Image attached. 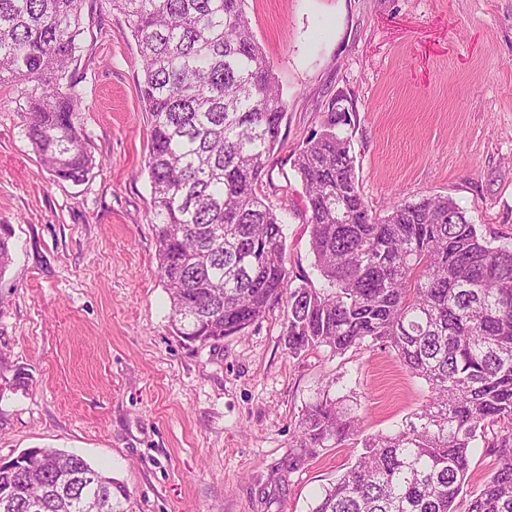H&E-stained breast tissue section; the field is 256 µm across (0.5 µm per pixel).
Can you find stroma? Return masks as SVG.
<instances>
[{"mask_svg":"<svg viewBox=\"0 0 512 512\" xmlns=\"http://www.w3.org/2000/svg\"><path fill=\"white\" fill-rule=\"evenodd\" d=\"M286 102L263 191L292 273L314 286L292 168L337 94L354 103L356 173L374 213L446 196L480 233L512 242V0H245ZM71 70L96 158L55 178L25 132V87L0 85V462L30 448L82 455L113 479L120 512H310L365 436L401 427L428 386L381 345L292 355L287 308L244 335H174L156 275L145 162L151 117L129 22L84 0ZM21 387H14L17 373ZM357 403L359 436L297 447L322 389Z\"/></svg>","mask_w":512,"mask_h":512,"instance_id":"1","label":"stroma"}]
</instances>
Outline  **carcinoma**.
I'll return each instance as SVG.
<instances>
[{
  "label": "carcinoma",
  "mask_w": 512,
  "mask_h": 512,
  "mask_svg": "<svg viewBox=\"0 0 512 512\" xmlns=\"http://www.w3.org/2000/svg\"><path fill=\"white\" fill-rule=\"evenodd\" d=\"M111 2L142 62L156 273L175 335L216 343L284 302L291 354L380 343L429 386L414 419L365 438L311 512H512V244L492 245L445 196L370 213L341 93L293 162L323 284L291 287L282 219L261 190L286 102L243 0ZM82 6L0 0V84L33 83L27 136L72 182L95 165L70 70ZM361 422L326 390L302 414L299 447L337 448ZM480 438L495 467L462 498ZM0 512H116L112 477L75 453L26 450L0 465Z\"/></svg>",
  "instance_id": "1"
}]
</instances>
